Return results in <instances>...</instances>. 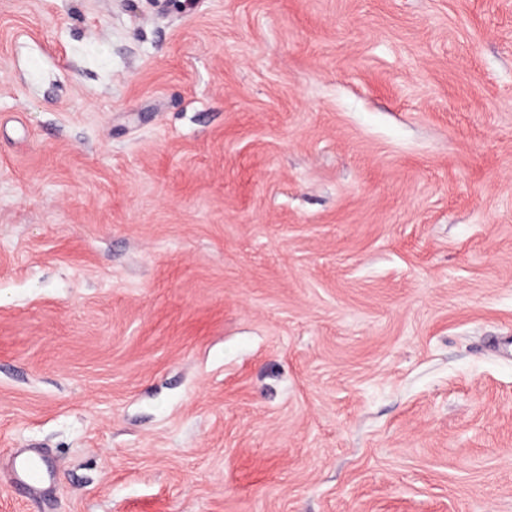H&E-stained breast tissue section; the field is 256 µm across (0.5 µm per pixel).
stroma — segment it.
I'll use <instances>...</instances> for the list:
<instances>
[{"mask_svg":"<svg viewBox=\"0 0 512 512\" xmlns=\"http://www.w3.org/2000/svg\"><path fill=\"white\" fill-rule=\"evenodd\" d=\"M0 512H512V0H0ZM11 476L14 483L39 488L51 481L53 472L44 466L40 458L19 454L13 460Z\"/></svg>","mask_w":512,"mask_h":512,"instance_id":"obj_1","label":"stroma"}]
</instances>
